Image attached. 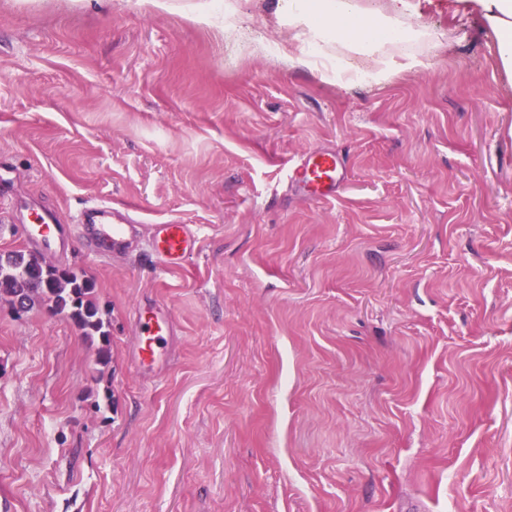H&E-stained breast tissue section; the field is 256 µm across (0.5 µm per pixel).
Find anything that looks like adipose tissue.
<instances>
[{
	"mask_svg": "<svg viewBox=\"0 0 512 512\" xmlns=\"http://www.w3.org/2000/svg\"><path fill=\"white\" fill-rule=\"evenodd\" d=\"M486 28L497 36L500 68L512 81V0H468ZM406 0H390L388 11L370 12L358 0H289L288 22L298 30L297 50L288 61L294 66H312L323 57L319 73L324 80L355 76L352 57H360L372 81H386L399 70L424 65L425 55L413 50L423 31L403 24Z\"/></svg>",
	"mask_w": 512,
	"mask_h": 512,
	"instance_id": "ef3b65f1",
	"label": "adipose tissue"
}]
</instances>
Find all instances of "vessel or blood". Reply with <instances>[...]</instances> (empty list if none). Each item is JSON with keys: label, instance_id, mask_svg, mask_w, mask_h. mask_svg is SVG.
Masks as SVG:
<instances>
[{"label": "vessel or blood", "instance_id": "vessel-or-blood-1", "mask_svg": "<svg viewBox=\"0 0 512 512\" xmlns=\"http://www.w3.org/2000/svg\"><path fill=\"white\" fill-rule=\"evenodd\" d=\"M344 162L332 150H318L307 154L291 171L292 183L307 195L326 199L336 195L342 183ZM22 219L17 226L25 241L44 255L52 257L67 250L71 226L58 211L28 204L21 208ZM81 224L88 247L96 254L105 255L122 249L129 234L135 232L138 219L132 211H119L110 203L100 201L84 207L76 218ZM196 236L188 224H159L154 229L150 248L161 268H180L194 252ZM141 333L145 338L140 346L144 355L154 354L169 327L149 318L141 319Z\"/></svg>", "mask_w": 512, "mask_h": 512}]
</instances>
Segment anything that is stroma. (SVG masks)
Returning <instances> with one entry per match:
<instances>
[{"instance_id": "35a3bbf8", "label": "stroma", "mask_w": 512, "mask_h": 512, "mask_svg": "<svg viewBox=\"0 0 512 512\" xmlns=\"http://www.w3.org/2000/svg\"><path fill=\"white\" fill-rule=\"evenodd\" d=\"M0 0V253L35 198L133 207L75 242L98 340L0 301V512H512V82L458 0L428 66L343 87L284 57L285 0ZM237 23L224 26V7ZM206 8V23L190 13ZM331 149L343 190L291 186ZM197 249L160 269L155 225ZM171 331L141 360L139 320ZM138 223L132 211L121 212L106 201L84 207L75 221L82 225L88 247L99 255L122 249Z\"/></svg>"}]
</instances>
